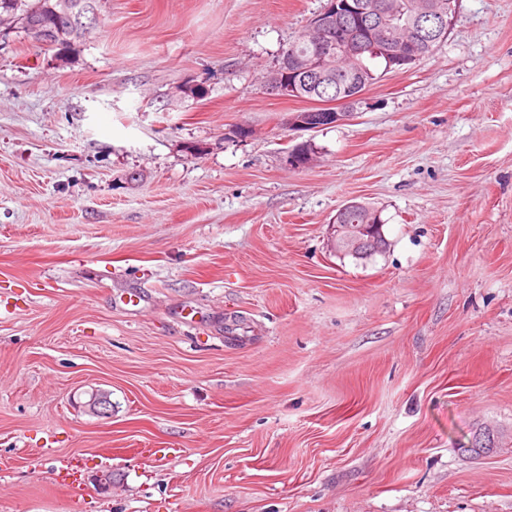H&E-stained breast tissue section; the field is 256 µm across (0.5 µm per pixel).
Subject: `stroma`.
<instances>
[{
    "instance_id": "35a3bbf8",
    "label": "stroma",
    "mask_w": 512,
    "mask_h": 512,
    "mask_svg": "<svg viewBox=\"0 0 512 512\" xmlns=\"http://www.w3.org/2000/svg\"><path fill=\"white\" fill-rule=\"evenodd\" d=\"M326 4L0 35V512H512V0L293 130L265 76ZM352 201L368 259L328 247ZM364 206L359 202H350L342 206L336 213V224H333L331 248L340 255L349 252L356 257L368 258L382 251L383 221L378 212L367 208V217L362 211L353 214L345 224V215L352 210ZM365 207V206H364ZM365 219V221H364ZM357 224H354V223ZM364 222V224H363Z\"/></svg>"
}]
</instances>
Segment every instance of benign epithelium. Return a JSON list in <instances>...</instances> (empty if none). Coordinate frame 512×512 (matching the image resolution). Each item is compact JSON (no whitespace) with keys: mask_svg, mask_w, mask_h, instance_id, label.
<instances>
[{"mask_svg":"<svg viewBox=\"0 0 512 512\" xmlns=\"http://www.w3.org/2000/svg\"><path fill=\"white\" fill-rule=\"evenodd\" d=\"M453 4L443 6L439 0H412L409 5L408 22L403 24L407 32V47L416 51L422 45H428L440 37L447 24L451 22ZM57 14L68 22L72 34L82 31L97 22V16L81 15L75 12L71 0H57ZM340 26H350L369 37H384L388 69L393 72L407 70V64L416 59L403 48L394 46L386 33L397 26L392 7L384 0H328L324 10L312 19L307 32L311 50L305 55L293 58L291 69L284 73L277 68L264 81V88L271 95L282 93V75L297 77L305 83L309 93L323 96L321 86L332 82L331 37ZM363 92L343 96L336 94L330 102H315V105L288 116V126L303 130H314L347 120L352 115L354 105L360 103ZM312 160V153L302 145L288 153V166L299 169ZM362 207L359 202H350L336 213L333 225L331 248L338 254L349 252L356 257L367 258L382 251L383 221L380 215L367 211V219L362 224L345 223V215Z\"/></svg>","mask_w":512,"mask_h":512,"instance_id":"obj_1","label":"benign epithelium"}]
</instances>
